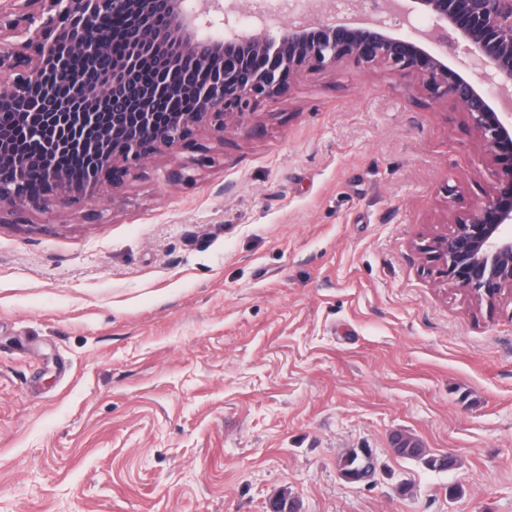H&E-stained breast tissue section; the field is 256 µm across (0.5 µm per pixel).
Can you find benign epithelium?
Returning <instances> with one entry per match:
<instances>
[{
    "mask_svg": "<svg viewBox=\"0 0 512 512\" xmlns=\"http://www.w3.org/2000/svg\"><path fill=\"white\" fill-rule=\"evenodd\" d=\"M240 24L236 0H0V210L45 211L116 186L143 160L174 153L205 128L241 125L250 107L284 95L308 70L347 58L389 68L431 97L460 106L496 167L487 199L452 215L451 225L415 245L436 278L476 304L512 295V0H385L390 24L357 2L336 20L272 29L269 3ZM106 15L126 20V50L112 55ZM40 29L31 31L36 19ZM457 57L454 68L448 55ZM480 71L478 80L459 69ZM154 70L153 81L140 73ZM198 75L194 109L161 119L155 102L175 92L167 72ZM10 118L42 139L46 158L89 151L80 184L42 162L43 190L30 188L31 160L6 135Z\"/></svg>",
    "mask_w": 512,
    "mask_h": 512,
    "instance_id": "benign-epithelium-1",
    "label": "benign epithelium"
}]
</instances>
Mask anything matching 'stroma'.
Segmentation results:
<instances>
[{
	"label": "stroma",
	"instance_id": "35a3bbf8",
	"mask_svg": "<svg viewBox=\"0 0 512 512\" xmlns=\"http://www.w3.org/2000/svg\"><path fill=\"white\" fill-rule=\"evenodd\" d=\"M495 181L460 106L346 60L5 217L0 512H512V301L414 248ZM395 452L408 459L424 460L428 466L439 471H453L456 469L457 460L450 455H442L439 457L425 458L426 453L420 443L412 437H399L395 443ZM337 465L342 477L349 482H361L371 476L374 471L370 456L356 449H351L340 457Z\"/></svg>",
	"mask_w": 512,
	"mask_h": 512
}]
</instances>
